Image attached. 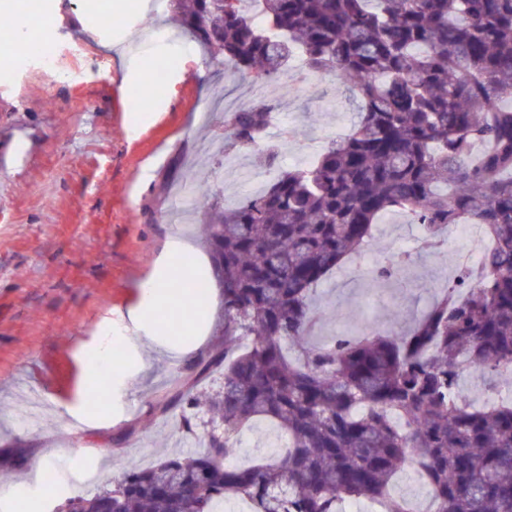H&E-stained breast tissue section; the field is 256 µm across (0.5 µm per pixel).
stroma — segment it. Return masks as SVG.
<instances>
[{"mask_svg":"<svg viewBox=\"0 0 512 512\" xmlns=\"http://www.w3.org/2000/svg\"><path fill=\"white\" fill-rule=\"evenodd\" d=\"M53 21L57 62L22 53L0 59V453L15 457L0 482V512H57L69 497L111 488L128 467L149 466L197 446L181 413L154 404L179 387L190 358L217 341L222 290L196 247L192 276L211 282L212 305L191 311L170 297L158 321L136 328L130 310L173 269L171 241L195 243L197 227L175 224L184 197H199L191 165L204 129L218 131L227 95H247L248 78L210 63L203 49L158 12L124 11L104 21L99 0H38ZM163 25L174 67L159 62L161 102L135 117L128 36ZM358 103L330 76L312 73L280 112L295 131L266 179L313 161L337 133L349 131ZM373 245L317 287L320 319L309 341L360 331L372 318L394 331L411 324L453 276L464 244L445 239L434 253L370 288L384 255L417 251L418 225L389 216L373 227ZM111 352V401L85 404L82 365ZM277 428L256 422L238 435L242 464L277 455Z\"/></svg>","mask_w":512,"mask_h":512,"instance_id":"1","label":"stroma"}]
</instances>
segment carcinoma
Here are the masks:
<instances>
[{"mask_svg": "<svg viewBox=\"0 0 512 512\" xmlns=\"http://www.w3.org/2000/svg\"><path fill=\"white\" fill-rule=\"evenodd\" d=\"M175 0L181 24L212 63L277 78L300 57L359 102L351 132L307 167L281 172L229 208L209 205L202 240L224 293V341L187 367L200 399L177 389L203 451L132 467L112 484L117 512H340L368 500L413 512L390 492L408 465L431 492L429 512H512V395L467 397L465 371L512 373V0ZM276 103L224 111L222 154L276 162L266 139ZM423 230L433 252L450 224H478L489 245L478 276L460 266L427 312L397 334L308 345L312 292L369 245L384 216ZM413 256H388L372 287ZM207 280L172 284L186 296ZM264 419L286 434L275 458L230 459L239 432ZM100 512L97 495L67 499Z\"/></svg>", "mask_w": 512, "mask_h": 512, "instance_id": "carcinoma-1", "label": "carcinoma"}]
</instances>
